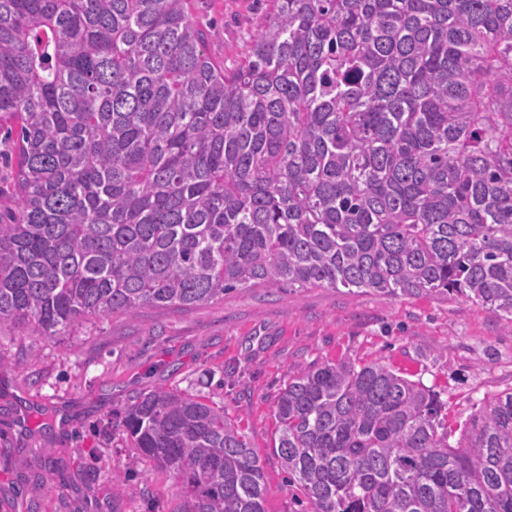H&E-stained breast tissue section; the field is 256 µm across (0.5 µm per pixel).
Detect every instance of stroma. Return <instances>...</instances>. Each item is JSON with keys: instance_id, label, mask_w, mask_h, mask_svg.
Masks as SVG:
<instances>
[{"instance_id": "1", "label": "stroma", "mask_w": 512, "mask_h": 512, "mask_svg": "<svg viewBox=\"0 0 512 512\" xmlns=\"http://www.w3.org/2000/svg\"><path fill=\"white\" fill-rule=\"evenodd\" d=\"M266 0H194L206 50L232 65ZM383 362L435 387L449 421L512 389V331L495 313L432 294L252 287L190 310L143 309L51 338L0 331V512H180L179 480L133 463L119 421L158 384L223 406L260 458L266 512H302L272 447L276 399L315 363ZM122 473L124 485L110 476Z\"/></svg>"}]
</instances>
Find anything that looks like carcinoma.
<instances>
[{"mask_svg":"<svg viewBox=\"0 0 512 512\" xmlns=\"http://www.w3.org/2000/svg\"><path fill=\"white\" fill-rule=\"evenodd\" d=\"M269 2L227 68L192 0H0V330L285 283L464 298L512 330V0ZM446 406L387 364H313L272 450L305 512H512V391L454 445ZM122 427L182 512H265L224 408L161 384Z\"/></svg>","mask_w":512,"mask_h":512,"instance_id":"cac0c4a2","label":"carcinoma"}]
</instances>
